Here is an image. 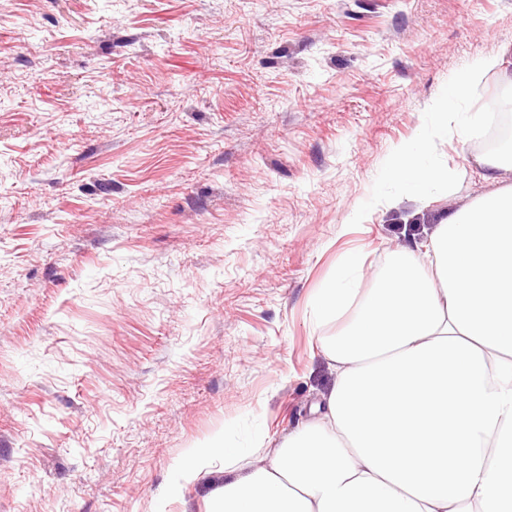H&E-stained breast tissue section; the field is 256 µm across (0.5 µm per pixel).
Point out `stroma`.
<instances>
[{"instance_id":"obj_1","label":"stroma","mask_w":512,"mask_h":512,"mask_svg":"<svg viewBox=\"0 0 512 512\" xmlns=\"http://www.w3.org/2000/svg\"><path fill=\"white\" fill-rule=\"evenodd\" d=\"M501 52L512 0H0V512H207L190 452L300 428L309 298L482 190L484 136L428 133ZM498 67L499 59L497 57L487 58L480 65V69L483 71L497 70ZM480 69L474 71L467 70L452 83L448 89V96L444 100L440 111L434 114L437 125L448 127V110H453L457 107L463 91L469 83L478 77ZM388 177L401 184L408 194L426 198L445 175L438 168L426 166L417 147L402 145L395 154Z\"/></svg>"}]
</instances>
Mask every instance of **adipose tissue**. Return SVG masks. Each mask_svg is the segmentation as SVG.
<instances>
[{
	"instance_id": "1",
	"label": "adipose tissue",
	"mask_w": 512,
	"mask_h": 512,
	"mask_svg": "<svg viewBox=\"0 0 512 512\" xmlns=\"http://www.w3.org/2000/svg\"><path fill=\"white\" fill-rule=\"evenodd\" d=\"M488 188L359 288L358 253L310 302L336 372L321 415L259 458L223 444L210 512H512V142ZM415 197L444 178L400 146L388 171Z\"/></svg>"
}]
</instances>
